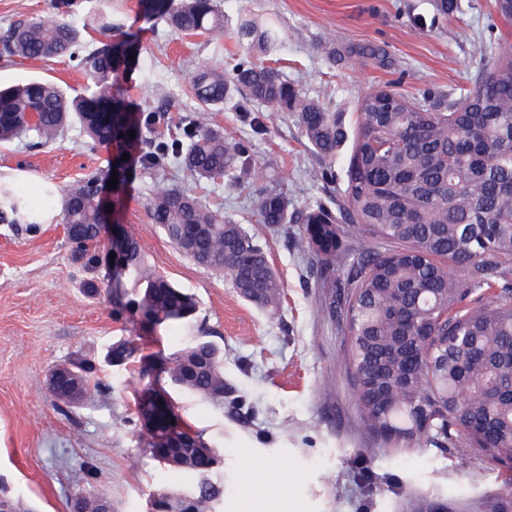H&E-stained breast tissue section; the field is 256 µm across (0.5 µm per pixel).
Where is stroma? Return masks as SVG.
Returning <instances> with one entry per match:
<instances>
[{"label": "stroma", "mask_w": 512, "mask_h": 512, "mask_svg": "<svg viewBox=\"0 0 512 512\" xmlns=\"http://www.w3.org/2000/svg\"><path fill=\"white\" fill-rule=\"evenodd\" d=\"M224 15V39L188 38L165 19H145L142 0H78L70 22L93 34L92 16H104L113 32L141 28L138 67L124 74L130 105L138 110L180 112L249 142L254 160L279 174V188L295 207L329 201L337 187L315 180L317 167L300 130L286 117L253 108L265 129L255 132L243 112L202 108L188 91L194 69L211 63L232 69L239 51L231 36L245 18L277 19L285 39L276 53L283 77L330 110L354 113L371 86L401 79L416 95L468 87L484 57L479 47L512 40V23L499 19L489 0H462L460 11L433 19L431 0H216ZM373 41L396 63L389 74L354 61L332 65L326 47ZM30 80L82 90L89 79L70 58L24 59L0 50V86ZM113 151L94 145L76 126L53 143L30 147L18 139L0 146V182L18 185L36 199L45 187L61 191L98 169ZM179 185L210 207L242 222L267 250L284 285L280 309H255L230 282L193 264L168 241L147 213L154 177L135 170L124 206L112 219L134 235L151 265L197 301L199 335L224 351L227 397L241 408L174 393L184 421L205 440L223 447L214 472L224 485L217 512H481L486 500L512 490V462L480 456L459 458L447 449L386 442L360 423L351 376L340 353L344 326L323 316L312 261L296 240L299 225L275 231L259 222V186L218 180L196 182L179 174ZM42 224L0 223V490L38 512H70L82 488L109 494L114 512H143L160 487H186L191 476L163 467L143 448L133 423L136 367L102 366L112 387L103 398H85L60 409L47 389L52 369L83 354L103 358L108 345L128 338L146 355L169 354L182 340L128 313H116L110 294H87V277L72 259L60 206ZM333 382L324 395V382ZM283 472L285 493L267 492V470Z\"/></svg>", "instance_id": "stroma-1"}]
</instances>
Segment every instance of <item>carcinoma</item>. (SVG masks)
Wrapping results in <instances>:
<instances>
[{
    "label": "carcinoma",
    "instance_id": "1",
    "mask_svg": "<svg viewBox=\"0 0 512 512\" xmlns=\"http://www.w3.org/2000/svg\"><path fill=\"white\" fill-rule=\"evenodd\" d=\"M73 3L53 0L49 17L14 26L4 48L28 59L68 55L92 84L74 95L40 81L0 89V143L28 137L43 146L77 122L96 145H146L136 161L148 173L164 169L172 156L200 182L266 184L258 201L260 222L302 225L297 246L317 264L323 312L342 318L344 367L353 376L365 428L386 441L409 439L457 457L481 453L512 461V46L500 44L491 54L481 48L483 70L456 98L434 90L409 97L377 85L359 97L355 123L348 125L344 113L329 111L278 68L249 60L254 51L276 52L282 37L270 21H241L234 39L246 57L229 73L216 65L198 67L188 93L222 110L236 92L241 109L263 105L294 121L322 161L312 176L341 184L333 205L315 201L298 210L254 162L249 144L229 142L224 132L188 117L180 118L178 137L155 138L167 116L132 111L113 78L136 66L140 30L122 31L81 52V32L67 21ZM144 11L186 36L224 37V14L214 0H144ZM347 56L363 66L394 67L387 49L373 42L349 47ZM340 154L345 163L338 172ZM136 161H124L120 153L112 160L118 171L115 210L123 206ZM111 176L110 169L92 172L62 197L67 235L80 247L76 258L92 272L101 267L102 186ZM55 198L46 189L33 202L0 184V220L17 222ZM148 212L195 265L224 276L255 307L278 309L281 279L243 225L167 181L149 200ZM338 269L346 271L339 283ZM112 306L142 311L149 323L171 331L191 330L197 312L194 298L153 269L132 235L112 267ZM106 360L116 367L138 365L134 415L153 459L197 477L189 489L154 491L149 512H215L224 486L211 475L223 463L224 449L184 424L168 389L224 403V353L194 336L153 361L140 347L118 342ZM70 366L83 392L111 389L95 379L92 361L78 358ZM495 385L501 394L491 400L488 389ZM79 495L94 501L95 512L112 509L102 492Z\"/></svg>",
    "mask_w": 512,
    "mask_h": 512
}]
</instances>
